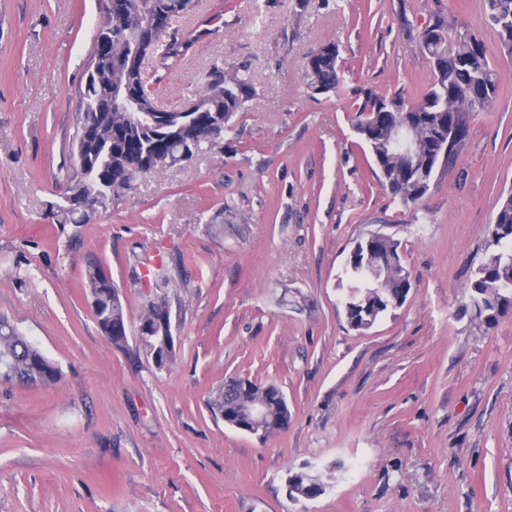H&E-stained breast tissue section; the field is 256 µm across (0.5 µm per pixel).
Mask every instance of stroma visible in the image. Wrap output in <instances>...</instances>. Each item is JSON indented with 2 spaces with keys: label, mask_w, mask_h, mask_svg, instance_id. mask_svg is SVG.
I'll use <instances>...</instances> for the list:
<instances>
[{
  "label": "stroma",
  "mask_w": 512,
  "mask_h": 512,
  "mask_svg": "<svg viewBox=\"0 0 512 512\" xmlns=\"http://www.w3.org/2000/svg\"><path fill=\"white\" fill-rule=\"evenodd\" d=\"M103 3L0 0V315L60 369L48 387L0 380V512H512V309L492 326L463 312L512 190V55L483 0H197L170 27L181 55L147 60L146 84L178 109L213 66L240 68L247 111L89 223L61 224L50 206L75 165ZM439 16L483 39L498 93L406 208L366 160L353 91L418 95V39ZM328 42L340 86L314 97L305 63ZM372 231L399 241L414 288L358 332L340 280ZM91 258L132 328L148 268H166L170 366L100 331ZM232 377L277 384L287 428L261 439L216 418L207 400ZM306 464L327 488L295 502L287 473Z\"/></svg>",
  "instance_id": "1"
}]
</instances>
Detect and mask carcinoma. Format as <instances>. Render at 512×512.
<instances>
[{"instance_id":"1","label":"carcinoma","mask_w":512,"mask_h":512,"mask_svg":"<svg viewBox=\"0 0 512 512\" xmlns=\"http://www.w3.org/2000/svg\"><path fill=\"white\" fill-rule=\"evenodd\" d=\"M193 7V0H109L101 28H112V54H134L130 70L109 73L110 65L98 62L99 80L86 82L75 147L84 162L57 205L61 224H85L98 210L97 198H116L133 188L145 172L164 170L181 162L179 144L201 148L213 144L247 109L251 89L239 73L233 81L214 66L193 98L196 111L182 113L159 108L142 76V62L156 55L166 62L178 55L176 43L166 41L172 17ZM489 23L497 32L498 48L512 55V0H483ZM419 47L429 56L431 75L415 100L402 92L381 95L362 89L357 103L355 131L366 145L373 171L381 186L404 207L417 205L427 194L431 174L447 170L456 161L469 135V116L487 110L496 98L498 84L488 60L485 42L468 29L438 20L419 37ZM336 44L312 52L305 67L307 87L314 95L334 93L339 86ZM356 240L349 251L345 317L355 331L370 329L406 301L413 288L411 274L402 263L400 243L381 232ZM512 237V190L497 202L490 225L485 260L467 285L465 311L489 326L512 306V249L500 248V238ZM86 295L96 301L94 316L102 333L118 348L125 346L127 325L122 293L100 263H88L84 274ZM172 314L164 299L142 304L137 332L139 345L152 355L158 339L155 324ZM0 378L32 386H50L60 378L59 367L7 319L0 318ZM282 391L273 383L231 378L210 400L212 412L224 424L239 426L251 435L266 438L288 425L290 410L281 401ZM266 401L263 420L253 424L243 414L255 400ZM288 497L297 501L316 498L326 491L322 474L310 469L288 473Z\"/></svg>"}]
</instances>
